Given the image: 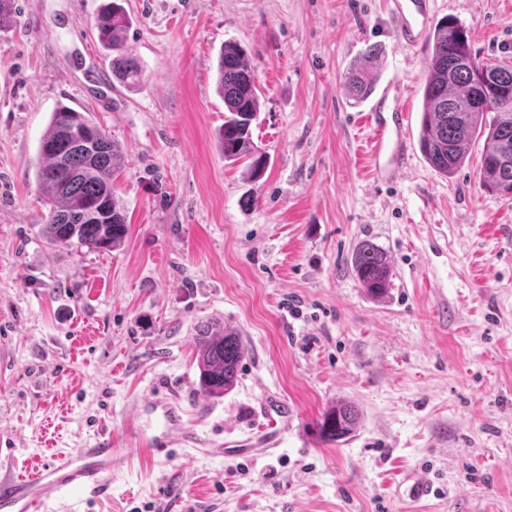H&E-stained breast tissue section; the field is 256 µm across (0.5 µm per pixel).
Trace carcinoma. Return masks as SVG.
Here are the masks:
<instances>
[{"mask_svg":"<svg viewBox=\"0 0 512 512\" xmlns=\"http://www.w3.org/2000/svg\"><path fill=\"white\" fill-rule=\"evenodd\" d=\"M129 25V14L115 2L101 9L93 20L99 43L112 52V76L134 85L140 81L142 69L125 47ZM217 72L224 99V125L219 132L224 159L244 163L249 178L257 180L265 172L267 157L252 140L251 127L259 114L254 68L245 50L229 42L219 56ZM344 86L356 101L369 96V69L349 70ZM485 94L489 99L486 111H470L478 96ZM423 96L419 148L428 164L440 175L451 177L463 165L473 142L482 138L480 183L492 192L511 195L512 67L478 59L467 28L444 18L434 27ZM100 128L85 114L61 106L52 112L40 139L36 181L50 206L43 235L52 244L110 251L124 242L128 227L117 196L124 152L107 134L94 140L93 133ZM68 136L76 139L68 158L48 150L51 144ZM94 207L105 211L108 222L84 221ZM353 270L369 296L381 298L389 291L392 267L375 244H359ZM194 345L199 391L209 398L223 397L236 384L245 356L240 335L220 322L210 321L196 327ZM358 418L354 406L338 402L323 412L314 432L325 442H338L355 430Z\"/></svg>","mask_w":512,"mask_h":512,"instance_id":"1","label":"carcinoma"}]
</instances>
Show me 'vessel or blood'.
<instances>
[{"instance_id":"1","label":"vessel or blood","mask_w":512,"mask_h":512,"mask_svg":"<svg viewBox=\"0 0 512 512\" xmlns=\"http://www.w3.org/2000/svg\"><path fill=\"white\" fill-rule=\"evenodd\" d=\"M391 2L401 43L409 49L420 48L432 17L433 0ZM407 120L405 105L388 104L383 96L369 110L370 149L378 179H394L407 165L409 150L403 132ZM261 413L266 425L258 446L261 453L268 454L288 427V405L267 398L261 403ZM134 419L151 456L165 457L175 446L200 441L197 431L187 425L180 404L170 396L155 394L142 400L134 408ZM114 444L111 435L102 434L90 447L54 452L46 462L27 467L25 473L5 472L0 477V512H47L53 502L60 512H77V505L85 500L107 495ZM402 484L415 502L427 499L432 492L429 479L415 470L406 473Z\"/></svg>"}]
</instances>
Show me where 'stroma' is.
<instances>
[{
  "label": "stroma",
  "mask_w": 512,
  "mask_h": 512,
  "mask_svg": "<svg viewBox=\"0 0 512 512\" xmlns=\"http://www.w3.org/2000/svg\"><path fill=\"white\" fill-rule=\"evenodd\" d=\"M106 2L14 0L0 27V446L30 464L112 433L110 495L80 512H512V195L481 186V144L449 178L421 155L428 50L402 46L387 0H118L143 67L130 88L103 79ZM434 16L512 65V0H434ZM228 41L261 94L256 181L218 146ZM371 49L376 91L409 112L391 182L369 169V103L343 87ZM62 104L124 149L118 250L41 234L37 147ZM366 239L393 265L382 300L351 270ZM214 320L246 346L217 399L193 345ZM161 387L202 443L153 459L131 415ZM267 393L294 418L270 456L237 454ZM339 401L359 424L321 442L312 427ZM414 467L435 488L417 508L399 490Z\"/></svg>",
  "instance_id": "obj_1"
}]
</instances>
